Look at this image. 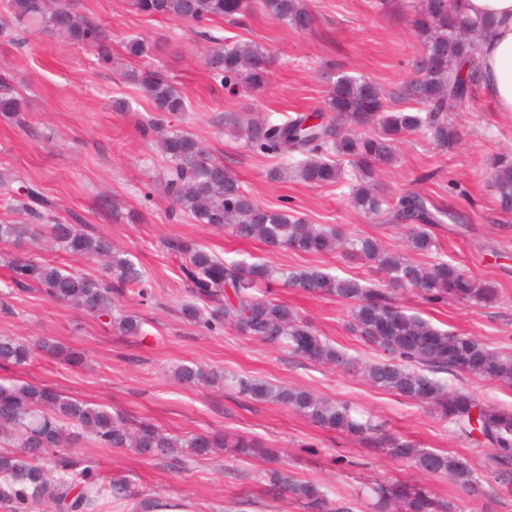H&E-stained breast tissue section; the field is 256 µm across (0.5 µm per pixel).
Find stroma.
Listing matches in <instances>:
<instances>
[{"mask_svg":"<svg viewBox=\"0 0 512 512\" xmlns=\"http://www.w3.org/2000/svg\"><path fill=\"white\" fill-rule=\"evenodd\" d=\"M413 2L308 0L316 21L309 31L299 32L258 8L201 28L175 18L144 17L131 0H74L80 14L105 29L111 54L107 65L90 48L40 29L16 39L0 33V73L13 77L24 103L19 118L0 116V173L36 185L58 203L61 217L78 214L90 229L108 235L145 271L149 292L143 298L127 289L115 291L116 313L137 316L142 323L141 335H127L70 303L49 301L35 290L17 294L7 286L8 261L16 253L27 251L96 278L105 274L99 262L29 242L0 243V336L25 342L45 339L87 357L85 366L73 368L42 353L32 365L0 368V381L46 384L181 437L224 430L262 438L280 450L289 470L341 496L375 479L414 481L453 501L459 512H512V486L500 483L486 467L490 448L458 437L427 408L371 386L360 374L312 363L230 327L209 331L183 318L180 308L192 295L163 246L175 236L228 260L316 267L360 278L370 287L383 279L368 264L340 252L273 250L221 228L172 218L171 202L154 183L160 155L142 134L154 117L153 107L128 76L132 64L125 42L138 37L158 44L142 65L165 74L188 100L187 111L166 115L168 129L201 140L258 203L347 235L378 238L402 253L406 247L401 230L358 211L339 189L309 186L290 176L273 178L278 160L246 150L232 123L255 113L281 121L314 109L343 75L377 84L393 110H410L411 102L401 100L399 92L414 78L420 60ZM216 38L251 41L271 53V78L263 91L241 87L232 93L211 81L203 56ZM451 119L459 135L455 149L447 151L410 135L398 144L396 161L384 167L379 184L393 194L419 190L459 213L462 223L434 230L441 253L468 276L496 282L499 297L485 306L459 299L429 306L407 290L399 298L409 312L440 328L511 352L512 215L497 208L487 162L512 152V114L495 111L479 93L468 105L453 108ZM275 295L351 358H380V351L346 330L345 303L289 288L276 289ZM191 363L353 402L386 429L467 459L481 477V490L464 492L448 478L418 472L410 463L321 429L281 405L178 381L174 369ZM72 453L96 464L103 475L126 479L135 490L186 496L201 502L205 512H303L288 497H272L264 475L267 465L258 460L243 462L218 453L176 473L164 459L127 448H100L85 439Z\"/></svg>","mask_w":512,"mask_h":512,"instance_id":"1","label":"stroma"}]
</instances>
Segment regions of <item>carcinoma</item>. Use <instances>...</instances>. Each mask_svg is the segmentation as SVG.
Returning <instances> with one entry per match:
<instances>
[{
  "label": "carcinoma",
  "mask_w": 512,
  "mask_h": 512,
  "mask_svg": "<svg viewBox=\"0 0 512 512\" xmlns=\"http://www.w3.org/2000/svg\"><path fill=\"white\" fill-rule=\"evenodd\" d=\"M273 20L300 31L315 21L305 0H257ZM455 0H421L415 7L425 72L407 84L403 98L413 112H392L373 83L342 76L329 91L324 107L298 113L282 123L251 119L245 128L246 148L280 158L310 186H346L354 208L404 231L408 249L431 260L408 262L384 250L369 236H344L334 227L309 224L281 208L258 204L221 161L184 131L166 130L161 120L150 127L163 155L159 186L173 204L172 214L196 224L228 229L241 240H259L272 249L319 254L339 250L367 261L387 280L384 288H369L358 278L329 275L318 268L288 270L267 262L228 261L180 237L164 242L179 259V273L194 297L182 307L185 317L207 329L234 327L255 341L284 345L311 362L350 368L373 386L422 405L452 425L464 438L478 433L494 449L487 468L499 480L512 483V412L485 404L470 393L450 389L440 374H465L496 381L512 388V353H503L480 339L442 330L418 314L406 312L396 301L399 288L413 290L430 305L450 298L482 306L495 301L498 290L491 281H477L458 265L444 259L434 228L461 217L418 191L387 194L378 187L377 171L395 157L401 139L418 134L443 149L457 145L458 134L448 109L471 100L481 87L478 45L487 21L472 20L454 8ZM138 13L153 19L176 18L202 25L217 18L234 17L250 9L249 0H133ZM0 16L17 23L40 22L51 32L79 46L97 49L100 60H110L104 30L73 10L69 0H0ZM133 59L151 54L154 46L140 38L125 44ZM211 80L232 91L243 83L262 91L269 82L270 58L256 45L236 42L216 47L205 59ZM160 113L185 112L184 95L162 73L143 69L131 72ZM23 110L12 80L0 74V113ZM498 209L512 213V155H500L491 164ZM13 176L0 177V201L14 207L18 197L24 212L37 223L0 224V242L33 243L50 238L71 256L103 260L111 280L69 273L48 262L18 256L8 261L11 285L33 287L52 301L72 302L90 315L109 319L127 334H141L134 316L115 315L112 289L145 280L135 264L112 239L86 229L82 219L67 221L56 215L55 203L36 186H15ZM280 285L311 295L336 297L350 309L347 329L383 358L360 362L318 334L309 321L272 297ZM72 366L83 364L78 351L44 342L36 347L10 336H0V365L26 366L35 348ZM175 377L186 384L222 383L257 402H272L294 410L318 427L356 438L370 448L409 461L418 471L446 477L476 493L480 478L470 463L446 452L423 448L385 429L358 405L335 402L314 393L276 385L267 380L180 365ZM88 437L101 448H130L143 456H162L172 467L184 469L197 457L216 448L243 459L269 464V486L308 512H354L364 499L370 512H457V506L428 490L404 481L383 480L359 487L350 497H334L319 483L302 480L278 460L275 449L263 440L243 434L201 432L187 438L170 435L159 427L133 423L106 408L63 395L46 386L0 382V508L5 512H32L51 504L56 512H97V501H124L131 496L127 482L107 479L92 465L74 459L66 449Z\"/></svg>",
  "instance_id": "carcinoma-1"
}]
</instances>
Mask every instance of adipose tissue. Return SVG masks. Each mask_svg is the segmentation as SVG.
Returning a JSON list of instances; mask_svg holds the SVG:
<instances>
[{
  "mask_svg": "<svg viewBox=\"0 0 512 512\" xmlns=\"http://www.w3.org/2000/svg\"><path fill=\"white\" fill-rule=\"evenodd\" d=\"M473 18L493 22L479 57L482 89L496 111L512 113V0H458Z\"/></svg>",
  "mask_w": 512,
  "mask_h": 512,
  "instance_id": "adipose-tissue-1",
  "label": "adipose tissue"
}]
</instances>
